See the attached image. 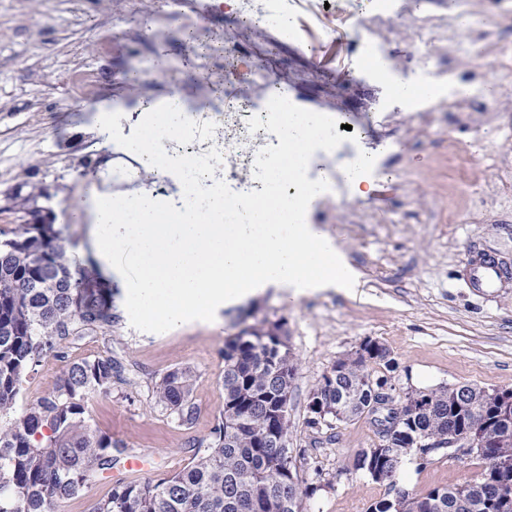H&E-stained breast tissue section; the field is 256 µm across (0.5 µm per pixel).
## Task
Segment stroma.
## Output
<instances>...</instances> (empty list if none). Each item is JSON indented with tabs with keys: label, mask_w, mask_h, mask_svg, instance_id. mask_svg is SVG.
Masks as SVG:
<instances>
[{
	"label": "stroma",
	"mask_w": 512,
	"mask_h": 512,
	"mask_svg": "<svg viewBox=\"0 0 512 512\" xmlns=\"http://www.w3.org/2000/svg\"><path fill=\"white\" fill-rule=\"evenodd\" d=\"M247 7L226 0H0V228L16 224L15 192L37 188L40 205L55 213L54 228L71 258L95 264L88 211L93 196H131L164 188V201L180 199L170 173L124 176L116 144L92 124L105 105L120 113L130 135L146 102L181 93L193 118L228 126L236 151L224 159V181L234 191L252 182L255 143L247 119L223 106L263 97L250 74L262 70L294 105L333 114L351 125L352 140L316 151L307 172L341 175L368 153L379 163L373 189L357 197L332 191L310 211L311 223L337 238L361 286L292 298L267 288L221 309L214 321H192L161 334L130 324L126 283L109 273V332L73 341L67 360H42L25 384L27 400L50 393L67 361L112 356L124 382L87 400V416L144 459L135 481L157 480L179 470L195 449L206 447L224 403V341L263 320H284L297 370L289 397L288 446L300 476L317 492L305 512H367L386 497V486L353 467L355 453L379 446L373 416L310 428L308 402L339 357L367 337L377 339L398 363L402 387L470 384L512 388V285L477 288L469 277L475 251L496 254L512 267V74L497 70L492 49L512 48V0H394L395 23L381 43L360 26L374 0H288L302 36H283L263 19L266 0ZM432 18L448 23L421 60L417 33ZM400 81L430 85L440 120L422 121L393 98ZM499 91L486 110V86ZM380 109H364L365 93ZM473 107L455 111L458 101ZM467 151L473 165L462 177L448 171V157ZM111 161V174L102 164ZM188 367L196 374L199 406L192 427L154 403L155 381ZM483 461L456 459L440 450L427 466L404 459L398 488L420 492L463 483Z\"/></svg>",
	"instance_id": "stroma-1"
}]
</instances>
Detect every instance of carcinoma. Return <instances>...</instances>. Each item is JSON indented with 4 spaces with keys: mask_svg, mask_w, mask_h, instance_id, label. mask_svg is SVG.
I'll return each mask as SVG.
<instances>
[{
    "mask_svg": "<svg viewBox=\"0 0 512 512\" xmlns=\"http://www.w3.org/2000/svg\"><path fill=\"white\" fill-rule=\"evenodd\" d=\"M39 196L32 190L14 198L13 211L26 214ZM110 330L112 289L93 272L76 271L65 248L41 230L17 225L9 243H0V512H61L125 453L86 417L89 395L110 393L112 384L124 381L121 364L110 356L70 363L49 394L18 408L24 382L44 357L64 359L74 337ZM223 358L224 404L209 445L166 478L115 481L90 512H295V501L315 494L318 486L298 480L289 449L272 442L275 412L285 401L281 391L295 373L290 348L267 327L249 326L224 341ZM373 358L371 367L357 359L336 361L314 390L333 406L357 399L345 422L373 411L366 379L398 368L384 345ZM195 381L191 369L175 368L153 387L155 403L183 426L198 416ZM406 415L404 422L392 412L384 418L393 446L403 442L404 431L417 429L433 440L470 431L487 436L490 447L470 452L486 461L480 484L414 493L403 512H512V468L500 469L501 449L493 447L505 433L512 439V403L493 390L445 385ZM404 458L394 449L372 461L362 448L353 466L365 473L378 468L374 482L392 491Z\"/></svg>",
    "mask_w": 512,
    "mask_h": 512,
    "instance_id": "cac0c4a2",
    "label": "carcinoma"
}]
</instances>
